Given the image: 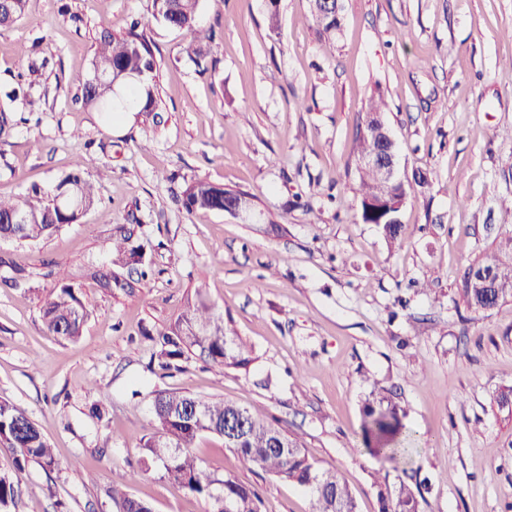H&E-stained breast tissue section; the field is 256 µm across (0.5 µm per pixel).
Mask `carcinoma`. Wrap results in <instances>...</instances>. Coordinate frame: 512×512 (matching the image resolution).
Masks as SVG:
<instances>
[{
	"label": "carcinoma",
	"instance_id": "obj_1",
	"mask_svg": "<svg viewBox=\"0 0 512 512\" xmlns=\"http://www.w3.org/2000/svg\"><path fill=\"white\" fill-rule=\"evenodd\" d=\"M27 0H6L0 6V26H10L20 20ZM153 17L165 27L185 35L183 51L200 72L208 71L214 57V38L198 24L200 0H152ZM310 12L320 38L333 40L342 23L336 14L322 11L318 0H310ZM139 22L130 30L115 36L108 31L96 41L91 61L92 76L84 83L75 102L103 114L112 122L118 113L136 104L139 111L150 115L157 110L153 86L147 78L156 70V63L145 38L137 33ZM28 121L23 115L0 110V138L8 137L19 124ZM377 137L374 130L365 127L356 132L357 159L374 152ZM91 161L82 157L76 161V170L59 178L50 188L34 186L20 198L5 200L0 197V239L20 243L46 240L72 224L98 201L95 186L84 180L79 170ZM355 192L360 201L362 221L378 218L387 208L375 203L387 202L416 195L426 186L421 182L403 188L386 183L376 169L356 165ZM78 187L74 205L58 208L53 200L72 187ZM239 192L203 180L185 187L180 199L188 212L220 211L225 202L237 198ZM112 259L108 266H89L84 276L99 287L112 291L127 288L112 268L129 269L144 280L152 269L148 245L140 240L136 228L116 224L112 228ZM0 265L7 266L12 276L4 279L14 288L29 286L26 269L0 257ZM493 274L497 288L493 297L481 287L480 273ZM463 296L467 305L476 311L494 308L506 297H512V264L496 259L476 262L463 275ZM90 316L79 288L61 274L56 288L43 300L41 317L46 332L66 340L77 339ZM154 342V357L161 369L167 370L174 360H189L199 356L213 364L235 369H246L255 360L253 350L233 328L230 315L217 312L207 292L198 287L187 295L180 318L160 331ZM151 412L154 433L141 445L144 466L154 463L163 466L164 477L173 481L208 505V512H262L258 490L232 475L219 479L207 471L191 453L195 440L206 434L224 439V447L236 453L246 468H259L279 479L307 489L312 497V512H356L357 505L346 484L336 471L321 467L309 458L303 443L277 421L268 419L235 402L204 400L169 390L153 392ZM405 411L394 401L388 390L372 387L362 406L361 442L370 455L392 464L398 470L404 464L409 437L403 423ZM0 449L12 456L13 470L20 472L29 462L45 467L55 464L48 439L41 428L24 411L7 400H0ZM374 486L380 502V512H419V500L404 480L389 481V473L377 475ZM18 482L8 473H0V512H9L16 503ZM111 497L123 512H152L142 499L132 497L114 486Z\"/></svg>",
	"mask_w": 512,
	"mask_h": 512
}]
</instances>
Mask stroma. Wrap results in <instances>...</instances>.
<instances>
[{"instance_id":"obj_1","label":"stroma","mask_w":512,"mask_h":512,"mask_svg":"<svg viewBox=\"0 0 512 512\" xmlns=\"http://www.w3.org/2000/svg\"><path fill=\"white\" fill-rule=\"evenodd\" d=\"M343 30L322 41L309 0H201L199 22L220 46L207 73L183 57L181 32L152 16V0H28L0 29V108L29 124L0 142V197L50 187L90 155L99 202L38 243L0 240V256L34 274L33 291L0 287V399L33 419L56 464L29 463L10 512H118L122 483L153 512H205L161 465L138 466L154 431L157 389L238 402L280 420L320 466L335 470L358 512H379V460L358 446L370 385L390 390L417 448L406 467L428 478L423 512H512V298L476 312L466 268L512 236V0H343ZM139 19L156 58L162 123L105 124L72 97L91 76L101 31ZM24 79L29 96L9 101ZM402 167L430 186L402 210L387 244L362 223L353 141L373 94ZM254 197L264 223L186 212L192 180ZM135 224L154 246L144 286L106 292L81 280L91 312L81 336L41 321L51 271L110 260L113 225ZM205 286L230 312L256 361L249 371L195 359L149 368V333L173 324ZM103 401V420L89 414ZM215 476L259 489L263 512H310L302 487L243 467L221 437L193 447Z\"/></svg>"}]
</instances>
